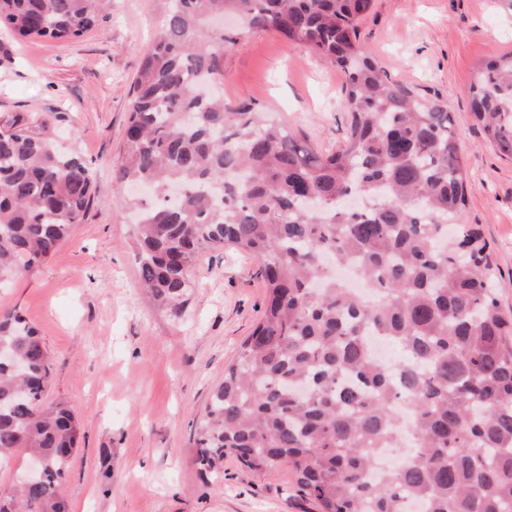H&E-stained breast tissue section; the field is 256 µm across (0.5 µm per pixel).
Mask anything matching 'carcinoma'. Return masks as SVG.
<instances>
[{"mask_svg":"<svg viewBox=\"0 0 512 512\" xmlns=\"http://www.w3.org/2000/svg\"><path fill=\"white\" fill-rule=\"evenodd\" d=\"M107 0H0L19 38L72 41ZM373 0H169L133 85L113 178L149 191L131 211L141 285L176 315L197 255L233 246L259 263L258 325L212 391L194 464L224 458L264 473L284 465L318 512H512V315L489 275L491 247L464 220L466 172L454 115L435 95L388 77L360 41ZM230 14L242 27L211 25ZM271 31L345 76L344 141L323 151L253 101L214 88L238 36ZM472 111L512 158V53L481 64ZM96 203L79 152L24 129L0 133V282L52 256ZM352 262L369 293L331 276ZM386 338L403 352L390 370ZM0 462L19 448L40 463L8 492L12 512H69L62 492L83 438L62 402L43 403L51 355L15 312L0 314ZM413 448L398 447V409Z\"/></svg>","mask_w":512,"mask_h":512,"instance_id":"carcinoma-1","label":"carcinoma"}]
</instances>
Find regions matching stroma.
Here are the masks:
<instances>
[{
    "label": "stroma",
    "mask_w": 512,
    "mask_h": 512,
    "mask_svg": "<svg viewBox=\"0 0 512 512\" xmlns=\"http://www.w3.org/2000/svg\"><path fill=\"white\" fill-rule=\"evenodd\" d=\"M166 10L167 0H112L66 43L0 28V132L26 128L77 150L98 195L51 257L0 285V312L37 329L52 359L44 401H65L82 425L63 486L73 512H315L287 467L257 474L228 458L216 479L193 462L210 392L264 310L256 259L203 251L174 316L141 288L136 227L112 204L130 92ZM359 33L392 80L447 101L468 172L465 221L481 225L512 313V159L489 144L470 93L476 69L512 51V10L503 0H374ZM343 84L336 66L271 32L224 56L225 101H255L321 149L344 137Z\"/></svg>",
    "instance_id": "stroma-1"
}]
</instances>
